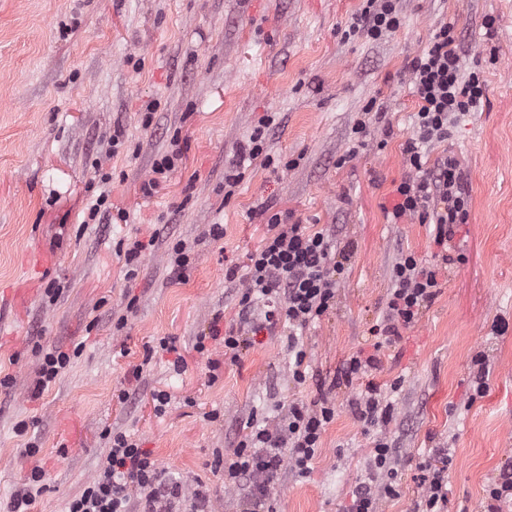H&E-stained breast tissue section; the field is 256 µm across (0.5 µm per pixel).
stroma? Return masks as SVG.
Instances as JSON below:
<instances>
[{"instance_id":"1","label":"stroma","mask_w":512,"mask_h":512,"mask_svg":"<svg viewBox=\"0 0 512 512\" xmlns=\"http://www.w3.org/2000/svg\"><path fill=\"white\" fill-rule=\"evenodd\" d=\"M395 3L400 28L371 40L346 35L363 0H0V512L37 465L45 487L30 512H65L119 433L151 449L184 493L204 486L213 512H236L240 493L225 489L216 457L289 403L321 397L335 417L309 474L282 469L273 512H345L372 478L380 435L396 450L401 490L381 512H413L416 465L440 448L453 454L447 512H487V485L512 471V0ZM445 23L463 74L486 85L480 108L427 151L458 159L468 219L434 302L401 342L377 349L370 329L401 252H437L433 225L394 224L387 212L409 175L408 66ZM267 115L281 168L253 163L226 194L225 173ZM163 154L175 168L158 180ZM105 190L113 215L86 223ZM275 215L329 229L345 268L332 308L303 335L301 384L286 328L244 331L234 358L209 337L213 322L237 323L247 255ZM136 240L150 247L131 268ZM178 241L190 256L181 276L168 264ZM55 348L73 359L36 392L42 353ZM361 350L377 351L369 379L394 406L379 428L351 410L362 385L344 366ZM479 358L489 374L475 399ZM159 391L169 396L161 414Z\"/></svg>"}]
</instances>
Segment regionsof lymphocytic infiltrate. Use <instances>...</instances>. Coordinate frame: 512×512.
Instances as JSON below:
<instances>
[{"label":"lymphocytic infiltrate","instance_id":"obj_1","mask_svg":"<svg viewBox=\"0 0 512 512\" xmlns=\"http://www.w3.org/2000/svg\"><path fill=\"white\" fill-rule=\"evenodd\" d=\"M399 26L394 0H366L349 31L376 40ZM409 72L418 100L413 134L404 147L410 176L395 188L397 202L391 218L415 217L435 225L434 242L444 249L467 220L460 165L448 155L427 162L423 148L447 141L451 124L476 111L485 95V83L475 72L462 78L455 29L448 23L436 30L428 49L412 59ZM450 261L444 253L437 262L423 261L410 251L402 253L393 268L387 314L372 327V335L386 344L399 342L435 299L439 272ZM247 269L244 304L259 298L267 302L262 322L266 329L287 324L288 350L294 357L291 375L295 382H305L307 353L299 334L332 306L337 277L343 272L336 259L335 239L323 228L271 224L261 245L249 255ZM334 417L335 410L327 401L292 403L274 426L252 427L232 456L217 458L215 465L224 471L225 486H250L238 504L239 512H265L282 467L307 474ZM451 463L444 448L420 462L416 512H444ZM180 501L186 502L187 512H210L205 488L184 496L180 483L166 478L150 450L118 434L112 438L106 464L91 485L69 502L66 512H175Z\"/></svg>","mask_w":512,"mask_h":512}]
</instances>
